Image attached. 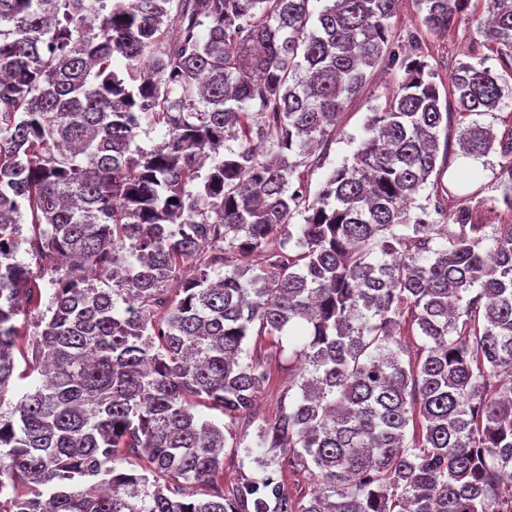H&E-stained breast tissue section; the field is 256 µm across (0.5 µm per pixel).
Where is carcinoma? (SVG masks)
I'll use <instances>...</instances> for the list:
<instances>
[{"label":"carcinoma","instance_id":"1","mask_svg":"<svg viewBox=\"0 0 512 512\" xmlns=\"http://www.w3.org/2000/svg\"><path fill=\"white\" fill-rule=\"evenodd\" d=\"M311 2L0 0V512H512V225L448 214L415 34L310 193V147L399 63V0H326L312 26ZM416 2L434 32L470 0ZM488 2L512 67V0ZM505 84L473 54L453 81L459 155L499 154L504 200L512 137L476 117ZM294 328L297 373L245 446L268 382L247 339L282 351ZM228 444L255 470L226 486ZM404 76L403 71L379 65L367 73V82L360 95L345 109L336 128V135L324 151L319 163L300 167L303 180L308 183L310 192L315 193L328 174L343 161H352L363 135V126L370 112L386 106L388 97Z\"/></svg>","mask_w":512,"mask_h":512}]
</instances>
